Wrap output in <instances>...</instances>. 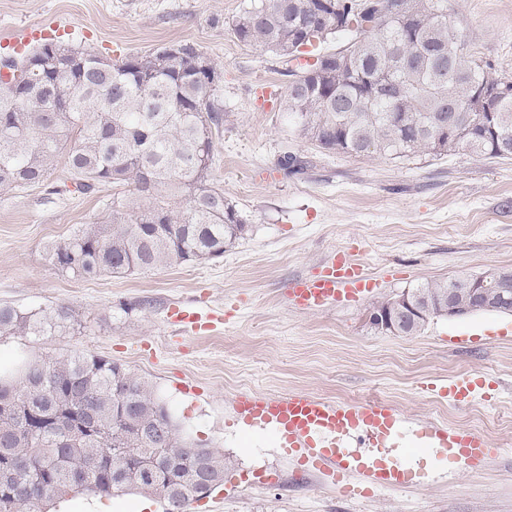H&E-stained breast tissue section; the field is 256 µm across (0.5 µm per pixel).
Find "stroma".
<instances>
[{"mask_svg": "<svg viewBox=\"0 0 512 512\" xmlns=\"http://www.w3.org/2000/svg\"><path fill=\"white\" fill-rule=\"evenodd\" d=\"M248 0H0V39L29 30L117 61L189 43L221 69L229 114L213 143L212 178L250 230L224 255L126 277L86 282L59 273L45 242L104 221L118 187L73 191L66 154L45 185L0 195V305L76 311L62 336L0 338V371L20 356L93 355L150 382L180 433L223 453L233 496L216 489L185 512H512V313L436 318L413 336L374 330L370 309L434 280L512 267V160L469 151L409 160L324 155L288 130L279 100L285 58L240 43L229 23ZM448 23L475 58L512 77V0H447ZM311 161L306 174L277 170L284 152ZM355 249L374 279L349 305L306 312L289 284L331 254ZM215 320L208 329L172 321L175 304ZM485 379L487 397L440 399L434 384ZM244 391L309 393L328 401H381L404 421L394 452L420 484L342 498L295 467L271 430L232 424ZM431 421L486 437L497 457L473 471L446 451L423 452L415 427ZM279 483L256 486L260 471Z\"/></svg>", "mask_w": 512, "mask_h": 512, "instance_id": "35a3bbf8", "label": "stroma"}]
</instances>
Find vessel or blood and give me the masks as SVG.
<instances>
[{"instance_id": "vessel-or-blood-1", "label": "vessel or blood", "mask_w": 512, "mask_h": 512, "mask_svg": "<svg viewBox=\"0 0 512 512\" xmlns=\"http://www.w3.org/2000/svg\"><path fill=\"white\" fill-rule=\"evenodd\" d=\"M372 284L353 254L344 253L326 263L314 276L289 286V294L302 309L316 311L333 303L358 300ZM483 380L458 377L437 385L438 397L461 402L482 393ZM237 421L247 428H272L282 434L287 451L302 472L318 473L345 498L367 496L380 487H407L420 475L413 466L389 455L400 431L395 411L379 402L340 406L307 394L240 395L234 407ZM419 441L430 448L447 449L449 457L481 468L496 451L482 436L433 423L417 426ZM357 435L373 452L362 456L341 448L339 441Z\"/></svg>"}]
</instances>
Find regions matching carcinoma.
<instances>
[{
    "label": "carcinoma",
    "instance_id": "1",
    "mask_svg": "<svg viewBox=\"0 0 512 512\" xmlns=\"http://www.w3.org/2000/svg\"><path fill=\"white\" fill-rule=\"evenodd\" d=\"M446 0H255L232 20L247 46L296 62L280 106L286 125L321 153L387 159L459 149L512 159V78L492 112L478 109L490 77L448 25ZM345 35L334 51L321 48ZM58 62L20 68L19 94L0 91V193L44 184L74 130L67 163L76 190L129 188L112 218L45 244L51 265L83 280L211 260L249 231L211 179L213 136L229 113L219 85L169 47L102 62L92 50L48 40ZM456 108V134L442 123ZM278 165L303 174L309 161ZM464 280L414 289L430 308L407 335L442 317L439 304ZM79 325L68 306H0V336H56ZM224 455L177 432L148 381L103 357L24 360L0 377V512H46L80 491H137L177 512L180 500L224 484Z\"/></svg>",
    "mask_w": 512,
    "mask_h": 512
}]
</instances>
